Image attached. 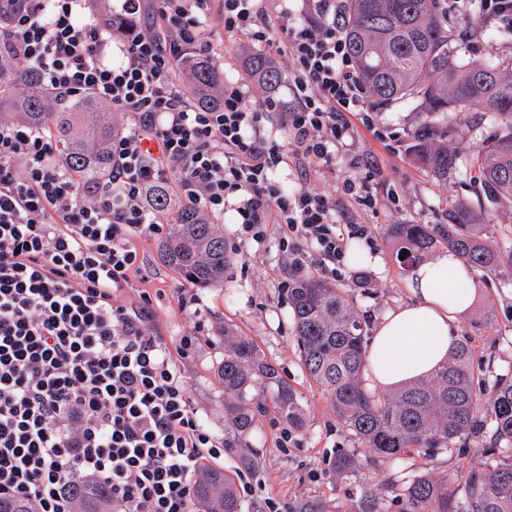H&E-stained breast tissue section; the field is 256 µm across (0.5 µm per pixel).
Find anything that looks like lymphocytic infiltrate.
Wrapping results in <instances>:
<instances>
[{
  "instance_id": "lymphocytic-infiltrate-1",
  "label": "lymphocytic infiltrate",
  "mask_w": 512,
  "mask_h": 512,
  "mask_svg": "<svg viewBox=\"0 0 512 512\" xmlns=\"http://www.w3.org/2000/svg\"><path fill=\"white\" fill-rule=\"evenodd\" d=\"M301 2L306 24L285 0H122V15L149 23L116 46L108 30L77 24L82 0H0L1 54L54 102L90 94L127 117L110 174L90 186L48 129L0 120V501L78 512L72 487L103 484L112 512H192L200 474L224 461L181 366L198 337L170 352L148 326L149 292L128 295L144 276L136 239L163 231L154 188L202 216L234 206L240 240L276 228L296 265L333 276L347 238L364 236L358 224L337 231L331 197L271 177L293 154L328 161L365 109L341 5ZM214 10L287 72L290 102L248 108L239 81L225 82L217 111L185 96L177 65L211 53L199 35ZM443 12L512 30V0H445ZM272 113L288 144L267 134Z\"/></svg>"
}]
</instances>
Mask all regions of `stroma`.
Returning a JSON list of instances; mask_svg holds the SVG:
<instances>
[{"instance_id":"obj_1","label":"stroma","mask_w":512,"mask_h":512,"mask_svg":"<svg viewBox=\"0 0 512 512\" xmlns=\"http://www.w3.org/2000/svg\"><path fill=\"white\" fill-rule=\"evenodd\" d=\"M446 23L450 48L465 52L467 60L476 62L491 54L504 60L512 58V34L502 32L494 40L485 35L486 30L495 28V21L461 15L448 17ZM203 38L214 47L210 62L216 70L228 78L247 79L243 61L251 45L243 36L225 32L219 13L209 16ZM373 118L374 129L359 128L350 149L338 150L329 162L310 164L306 182L298 181L292 167L273 174L287 188L303 184L335 195L338 223L366 227V237L348 240L341 275L335 284L351 292L372 324L411 299L408 279L400 273L392 256L387 226L440 224L449 196L474 199L476 186L467 165L493 131L492 123L484 120L481 113H463L450 132L462 168L444 182L417 167L406 152L416 118L413 104L392 103L374 110ZM349 179L361 182L363 194L376 200L375 208L358 206L343 195L342 185ZM235 219L230 208L214 219L232 249V259L223 287L194 290L198 319L204 324L199 333L194 330L198 319H191L179 307L178 298L186 282L162 261L160 238H141L136 245L153 298L151 330L172 348L178 347L182 337L195 333L201 337L194 354L182 365L190 401L209 430L218 435L224 432V383L219 367L224 359L225 330L248 338L299 396L303 422L300 428L291 430L289 444L281 442L283 423L270 402L248 439L255 461L251 471H243L240 449L224 454L225 472L244 473L241 497L245 512H268L265 503L269 500L287 507L301 501H317L327 512H346L348 490L361 482L381 488L390 512H399L403 489L416 477L445 474L453 478L461 468L483 471L499 463L498 454L491 451L487 439L480 434L467 438L461 455L444 453L431 459L414 452L402 460L390 461L370 453L338 423L300 360L284 283L297 273L321 277L320 267H294L273 232L259 244L239 242ZM364 250L381 254L384 268H367L354 262L353 253ZM360 271L372 281L368 290L354 286ZM476 287L473 307L457 322L458 335L470 339L475 363L495 375L511 378L512 276L492 275L477 280ZM338 448L354 453L359 461L357 472L345 479L336 478L327 470L326 461Z\"/></svg>"}]
</instances>
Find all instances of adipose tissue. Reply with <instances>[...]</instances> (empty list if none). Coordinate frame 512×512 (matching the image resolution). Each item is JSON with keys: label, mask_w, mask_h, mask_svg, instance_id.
I'll list each match as a JSON object with an SVG mask.
<instances>
[{"label": "adipose tissue", "mask_w": 512, "mask_h": 512, "mask_svg": "<svg viewBox=\"0 0 512 512\" xmlns=\"http://www.w3.org/2000/svg\"><path fill=\"white\" fill-rule=\"evenodd\" d=\"M412 299L385 314L373 328L368 376L396 389L445 363L459 340L458 316L474 304L477 289L460 260L443 255L414 269Z\"/></svg>", "instance_id": "adipose-tissue-1"}]
</instances>
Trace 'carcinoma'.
Returning a JSON list of instances; mask_svg holds the SVG:
<instances>
[{
    "instance_id": "obj_1",
    "label": "carcinoma",
    "mask_w": 512,
    "mask_h": 512,
    "mask_svg": "<svg viewBox=\"0 0 512 512\" xmlns=\"http://www.w3.org/2000/svg\"><path fill=\"white\" fill-rule=\"evenodd\" d=\"M349 51L361 82L376 106L396 100L416 103L410 132L413 160L431 175L448 180L458 170V154L448 129L463 112H487L495 124L484 149L471 158L479 198L512 203V68L490 56L478 63L454 59L437 0H347ZM187 89L197 100L218 107L224 77L208 61L184 62ZM246 70L266 87L282 80L266 55L253 52ZM0 105L11 116L49 129L73 172L97 179L112 169L109 143L114 127L104 106L90 95L58 110L27 72L0 59ZM446 224H390L386 236L402 274L408 275L434 252L456 255L475 274L512 273V231L486 223L483 204L448 197ZM163 261L188 283L224 286L230 247L224 234L194 212L178 208L160 245ZM405 259H400V253ZM295 338L309 377L323 390L339 423L374 455L397 461L412 451L434 458L464 448V437L491 433L492 447L511 453L484 472L472 471L453 487L448 477L420 476L402 493L400 512H512V381L490 377L476 367L470 341L457 342L448 361L428 377L381 395L364 384L367 322L343 289L313 277L288 283ZM224 446L240 448L256 429L272 392L277 411L290 427L300 424L299 399L275 368L261 359L251 341L224 330ZM357 461L340 449L329 461L337 476L356 471ZM81 512H99L109 496L101 485L76 489ZM204 512H243L235 479L208 470L196 485ZM347 512H389L380 489L364 485L350 495Z\"/></svg>"
}]
</instances>
